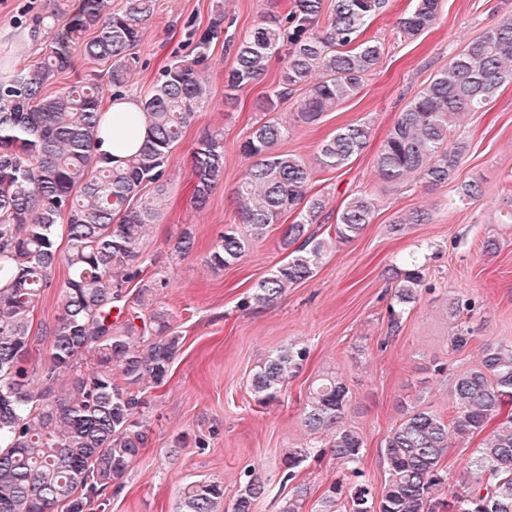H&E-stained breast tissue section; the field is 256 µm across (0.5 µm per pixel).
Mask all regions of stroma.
Masks as SVG:
<instances>
[{
	"mask_svg": "<svg viewBox=\"0 0 512 512\" xmlns=\"http://www.w3.org/2000/svg\"><path fill=\"white\" fill-rule=\"evenodd\" d=\"M59 0H0V63L40 60L45 43L33 36L39 20L50 19ZM292 0H156L138 47L140 66L126 95L147 94L160 69L184 52L191 27L224 17V39L211 49L207 76L213 99L199 121L187 128L168 173L170 203L144 245L149 257L165 261L183 229H192L196 248L169 266L171 287L160 290L158 306L168 309L184 336L163 385L148 390L144 412L147 444L118 490L107 491L103 512H178L183 482H222L234 494L243 471L259 467L270 492L253 512H279L282 457L311 436L304 425L306 393L312 381L333 375L349 388L348 422L365 442L359 483L380 493L388 477L381 444L407 409L441 414L452 410L451 383L478 362L485 346L512 342V84L502 87L484 109L466 117L456 136L468 146L462 165L447 183L409 179L393 188L375 172L377 154L399 113L464 46L487 27L512 17V0H441L435 23L415 38L398 29L410 0H389L368 34L384 51L360 92L326 113L321 123L294 126L277 149L315 164L321 142L337 129L369 122L365 149L337 170H320L313 193L326 208L310 230L331 239L315 276L288 288L279 303H252L256 282L283 258L278 233L255 241L238 263L214 269L205 257L225 225L239 221L234 189L246 168L240 144L260 118L255 103L278 81L281 59H272L257 83L224 103V73L233 63L227 41L250 31L263 15L286 14ZM224 133V180L204 210L190 205L193 150L206 131ZM478 182L481 197H464L462 187ZM378 201L372 224L349 242L333 239L337 213L356 193ZM428 209L432 221L390 232L399 215ZM493 239L497 250L485 252ZM416 256L427 269L429 287L391 325L394 267ZM68 271L57 265L53 286L35 309L29 366L43 363L50 330L61 309ZM466 303L459 320L473 335L470 346L453 350L449 338L452 301ZM307 354L285 385L280 402L255 403L250 380L260 360L284 345ZM301 479L309 488L305 512H317L323 491L347 483L331 454L310 460Z\"/></svg>",
	"mask_w": 512,
	"mask_h": 512,
	"instance_id": "obj_1",
	"label": "stroma"
}]
</instances>
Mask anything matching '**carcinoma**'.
I'll return each mask as SVG.
<instances>
[{
    "label": "carcinoma",
    "mask_w": 512,
    "mask_h": 512,
    "mask_svg": "<svg viewBox=\"0 0 512 512\" xmlns=\"http://www.w3.org/2000/svg\"><path fill=\"white\" fill-rule=\"evenodd\" d=\"M400 19L413 38L437 17L440 0H411ZM387 0H294L285 17H263L234 45L233 65L224 74V102L259 80L272 57L284 60L278 86L263 97L267 113L303 90L291 121L271 117L255 125L240 144L248 160L235 189L241 225L227 224L206 263L221 269L240 261L251 241L280 232L285 257L255 286L251 300L275 306L288 288L312 278L327 242L306 235L325 209L311 194L313 168L297 155L276 151L291 124L315 125L341 102L354 97L382 55L380 42L365 32ZM154 0H125L110 10L108 0H77L62 11V24L45 26L50 38L42 60L0 74V512H87L94 499L120 484L146 443L143 393L158 387L182 347L171 314L154 306L170 281L148 271L143 244L168 205L167 172L187 127L207 111L211 91L203 72L223 18L190 31V53L166 66L150 92L138 100L140 147L119 161L100 156L95 144L103 112L93 72L51 90L70 69L77 49L107 75L121 95L140 57L137 48ZM93 32L88 38L86 33ZM512 83V19L490 26L470 41L407 104L376 158L379 180L400 187L410 176L438 185L448 182L464 159L463 142L448 149V135L468 112L488 105ZM367 123L342 127L320 145L319 169L336 170L361 153ZM191 204L205 208L224 179V135L207 134L195 151ZM378 203L370 194L351 197L336 216L334 232L348 241L372 222ZM290 224L281 220L288 214ZM66 218V223L58 220ZM430 223L414 209L398 216L392 230ZM195 248L185 229L172 259ZM68 270L62 311L51 330L50 352L39 371L27 366L35 308L53 286L58 261ZM394 323L425 286L421 267L409 262L394 270ZM134 284L129 289L128 284ZM117 316H112V309ZM472 341L462 325L450 336L453 349ZM302 352L284 346L267 355L252 375L254 398L270 404ZM93 360L90 370L83 361ZM348 388L335 377L309 389L304 424L312 434L328 432L331 456L355 475L364 440L348 424ZM453 414L426 408L407 411L383 440L388 479L376 498L363 485L332 484L321 496V512H512V343L487 345L479 365L451 386ZM487 432L469 461L474 486L452 490L450 502L434 497L448 484L445 458L449 435L465 441ZM321 454L309 443L286 449L281 482L291 485L280 512H304L309 491L299 469ZM269 490L255 467L244 470L231 512H252ZM224 485L189 481L179 512H219Z\"/></svg>",
    "instance_id": "1"
}]
</instances>
